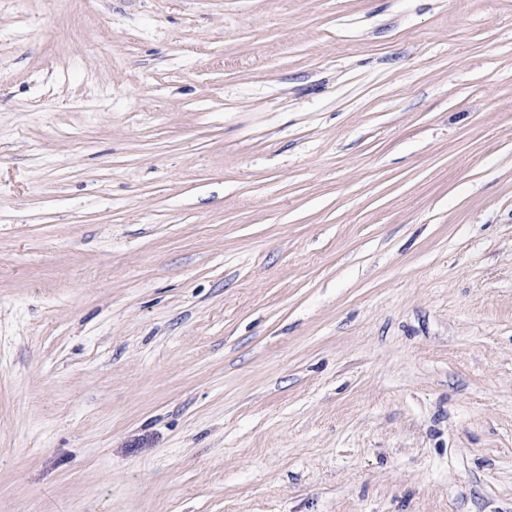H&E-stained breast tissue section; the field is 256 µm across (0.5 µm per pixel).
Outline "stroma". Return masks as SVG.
<instances>
[{"mask_svg":"<svg viewBox=\"0 0 512 512\" xmlns=\"http://www.w3.org/2000/svg\"><path fill=\"white\" fill-rule=\"evenodd\" d=\"M0 512H512V0H0Z\"/></svg>","mask_w":512,"mask_h":512,"instance_id":"obj_1","label":"stroma"}]
</instances>
